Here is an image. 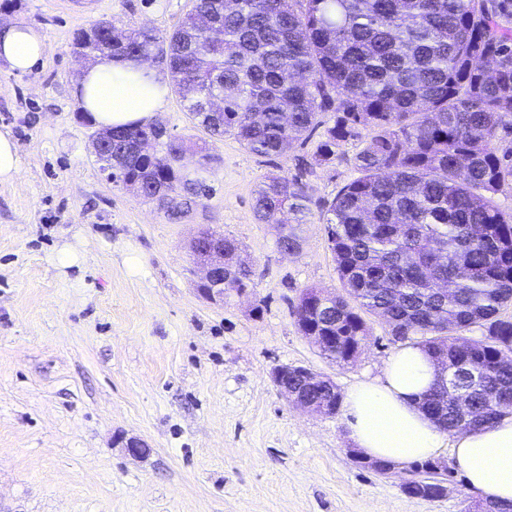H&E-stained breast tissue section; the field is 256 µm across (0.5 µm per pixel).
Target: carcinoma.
Segmentation results:
<instances>
[{
  "label": "carcinoma",
  "mask_w": 512,
  "mask_h": 512,
  "mask_svg": "<svg viewBox=\"0 0 512 512\" xmlns=\"http://www.w3.org/2000/svg\"><path fill=\"white\" fill-rule=\"evenodd\" d=\"M73 51L102 49L106 31ZM111 56L160 58L175 87L209 86L224 110L195 95L184 107L211 138L228 135L249 152L283 156L317 129L314 165L349 139L358 176L320 212L344 294L301 292L295 307L305 335L336 337V362L355 360L368 336L362 314L385 318L393 341L480 372L456 384L471 390L482 422L456 411L451 393L430 388V419L451 433L493 423L512 408V212L497 195L512 184V0H194L168 34L128 28ZM144 133L112 130V153ZM160 163L128 155L115 172L126 188L159 187L185 206L210 195L213 145L170 136ZM297 177L270 173L255 190L254 214L279 224L278 244L300 249L298 226L312 217ZM237 243L224 239V272L251 279ZM478 325L483 339L463 346Z\"/></svg>",
  "instance_id": "obj_1"
}]
</instances>
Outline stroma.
I'll list each match as a JSON object with an SVG mask.
<instances>
[{
  "instance_id": "stroma-1",
  "label": "stroma",
  "mask_w": 512,
  "mask_h": 512,
  "mask_svg": "<svg viewBox=\"0 0 512 512\" xmlns=\"http://www.w3.org/2000/svg\"><path fill=\"white\" fill-rule=\"evenodd\" d=\"M191 0H0V23L46 38L43 63L0 64V131L21 171L0 182V512H466L469 489L452 448L448 491L408 497L404 476L352 454L345 411L312 416L271 381L282 365L330 376L341 393L378 378L397 349L368 317L352 363H334L299 331L303 289L340 292L325 224L301 225L299 253L258 223L265 175L298 176L319 142L281 157L216 142L210 197L180 220L110 182L91 154L95 130L71 93L82 67L74 34L100 19L165 33ZM358 141L303 176L320 210L356 175ZM233 239L252 270L246 295L212 304L196 292L188 245L199 227ZM76 251L60 266L58 253ZM135 437L147 454L130 456Z\"/></svg>"
}]
</instances>
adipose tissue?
<instances>
[{
  "label": "adipose tissue",
  "mask_w": 512,
  "mask_h": 512,
  "mask_svg": "<svg viewBox=\"0 0 512 512\" xmlns=\"http://www.w3.org/2000/svg\"><path fill=\"white\" fill-rule=\"evenodd\" d=\"M45 39L20 23L0 24V61L28 73L41 63ZM167 83L149 64L105 57L85 68L72 94L101 127L145 125L164 106ZM438 365L419 347L405 345L386 361L381 376L346 396L351 437L367 457L408 464L425 461L444 445L445 433L419 409L438 379ZM457 465L467 486L485 498L512 502V415L455 441Z\"/></svg>",
  "instance_id": "1"
}]
</instances>
